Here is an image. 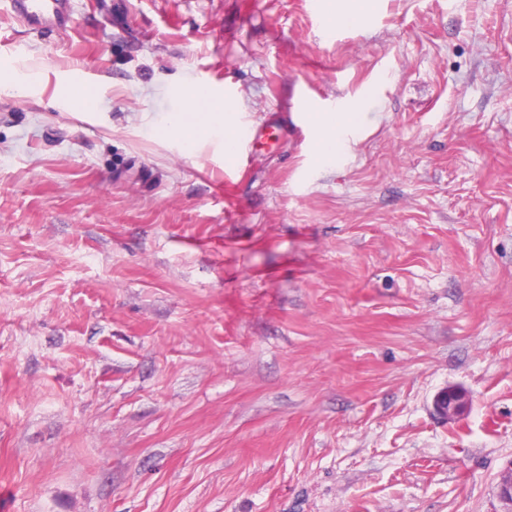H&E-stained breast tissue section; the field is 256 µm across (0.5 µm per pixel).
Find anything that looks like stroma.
<instances>
[{
  "mask_svg": "<svg viewBox=\"0 0 512 512\" xmlns=\"http://www.w3.org/2000/svg\"><path fill=\"white\" fill-rule=\"evenodd\" d=\"M339 2L0 0V512H512V0ZM202 83L274 130L232 182ZM10 3L31 24H49L59 30L70 27L71 0H11ZM188 98L189 105L168 118V134L185 149H192L202 140L220 134L224 156L232 157L239 135L237 109L224 107L223 101L205 91L195 92ZM312 96L304 93L298 101L300 113L305 118L309 113L310 123L316 132L314 156L317 163L338 158L349 146L350 136L359 132L366 120L365 112L339 111L321 112L319 105L314 106ZM470 395L461 387H448L439 391L433 400L434 411L447 421L461 417L470 405Z\"/></svg>",
  "mask_w": 512,
  "mask_h": 512,
  "instance_id": "obj_1",
  "label": "stroma"
}]
</instances>
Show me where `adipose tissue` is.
I'll return each mask as SVG.
<instances>
[{"instance_id": "ef3b65f1", "label": "adipose tissue", "mask_w": 512, "mask_h": 512, "mask_svg": "<svg viewBox=\"0 0 512 512\" xmlns=\"http://www.w3.org/2000/svg\"><path fill=\"white\" fill-rule=\"evenodd\" d=\"M310 123L316 133L314 156L316 161L341 156L349 146L351 135L359 132L366 120L361 112H313ZM168 134L184 148H194L202 140L221 135L225 157L235 153L239 135L236 109L226 107L223 101L199 91L189 97L188 106L170 115Z\"/></svg>"}]
</instances>
